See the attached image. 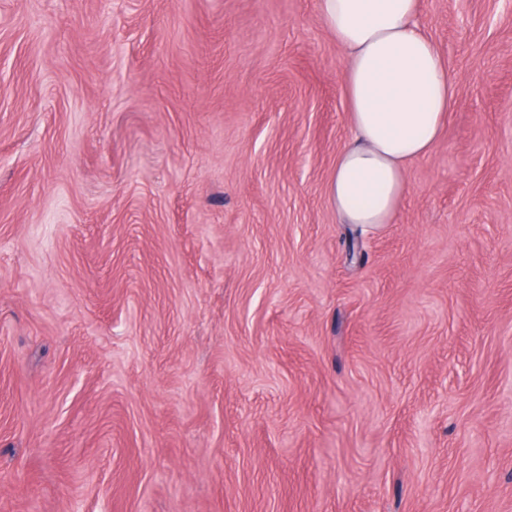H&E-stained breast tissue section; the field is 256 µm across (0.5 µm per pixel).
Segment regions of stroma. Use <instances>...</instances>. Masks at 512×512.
Listing matches in <instances>:
<instances>
[{
    "label": "stroma",
    "instance_id": "35a3bbf8",
    "mask_svg": "<svg viewBox=\"0 0 512 512\" xmlns=\"http://www.w3.org/2000/svg\"><path fill=\"white\" fill-rule=\"evenodd\" d=\"M391 223L319 0H0V512H512V0Z\"/></svg>",
    "mask_w": 512,
    "mask_h": 512
}]
</instances>
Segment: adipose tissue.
Listing matches in <instances>:
<instances>
[{"label":"adipose tissue","mask_w":512,"mask_h":512,"mask_svg":"<svg viewBox=\"0 0 512 512\" xmlns=\"http://www.w3.org/2000/svg\"><path fill=\"white\" fill-rule=\"evenodd\" d=\"M420 0H321L343 54L350 141L327 187L343 223H391L410 164L430 154L453 108L447 64L419 24Z\"/></svg>","instance_id":"ef3b65f1"}]
</instances>
